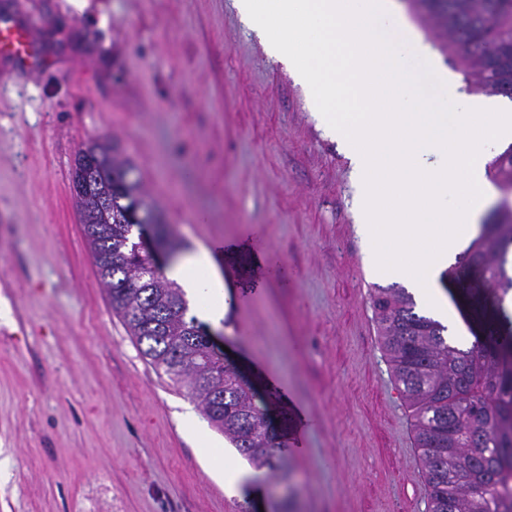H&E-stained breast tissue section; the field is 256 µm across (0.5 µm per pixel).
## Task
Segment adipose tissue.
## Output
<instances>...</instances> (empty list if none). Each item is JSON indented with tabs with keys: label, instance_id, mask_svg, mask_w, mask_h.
<instances>
[{
	"label": "adipose tissue",
	"instance_id": "ef3b65f1",
	"mask_svg": "<svg viewBox=\"0 0 512 512\" xmlns=\"http://www.w3.org/2000/svg\"><path fill=\"white\" fill-rule=\"evenodd\" d=\"M167 279L173 280L187 294L201 297L200 317L214 325L221 324L227 307L224 280L216 268L209 249L201 248L185 255L164 271ZM182 426L196 443L200 454L224 475V490L228 495L239 496L249 493L250 497L263 495V473L259 470H244L234 466L224 457L201 427L193 407H186L181 416Z\"/></svg>",
	"mask_w": 512,
	"mask_h": 512
}]
</instances>
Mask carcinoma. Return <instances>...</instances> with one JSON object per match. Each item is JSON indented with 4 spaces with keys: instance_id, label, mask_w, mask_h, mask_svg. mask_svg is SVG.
<instances>
[{
    "instance_id": "cac0c4a2",
    "label": "carcinoma",
    "mask_w": 512,
    "mask_h": 512,
    "mask_svg": "<svg viewBox=\"0 0 512 512\" xmlns=\"http://www.w3.org/2000/svg\"><path fill=\"white\" fill-rule=\"evenodd\" d=\"M442 32L451 52L474 77L476 91L512 92V0H410ZM92 150L112 170V223L83 225L112 310L150 363L186 383L203 415L257 469L285 482L292 461L281 451L266 400L230 363L188 310L182 288L161 272L143 273L132 258L129 226L118 221L137 202L144 219L175 256L184 245L143 188L137 167L114 137ZM504 198L512 197V147L489 164ZM512 206L494 207L448 280L469 302L483 335L466 348L448 342V327L417 307L401 286L377 287L373 319L401 398L412 412L428 489V512H512Z\"/></svg>"
}]
</instances>
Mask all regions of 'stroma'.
Returning <instances> with one entry per match:
<instances>
[{
	"instance_id": "35a3bbf8",
	"label": "stroma",
	"mask_w": 512,
	"mask_h": 512,
	"mask_svg": "<svg viewBox=\"0 0 512 512\" xmlns=\"http://www.w3.org/2000/svg\"><path fill=\"white\" fill-rule=\"evenodd\" d=\"M0 0L45 53L0 66V512H271L228 496L192 397L113 312L71 196L112 135L187 251L211 249L219 345L281 393L301 512H426L373 321L348 158L232 0Z\"/></svg>"
}]
</instances>
